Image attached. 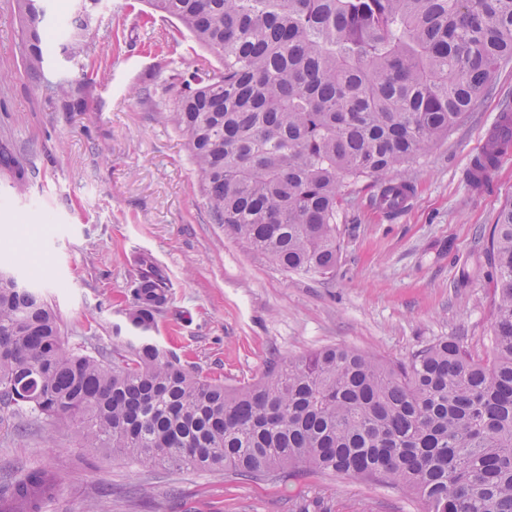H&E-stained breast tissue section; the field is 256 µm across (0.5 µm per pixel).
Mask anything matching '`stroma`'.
Instances as JSON below:
<instances>
[{
    "label": "stroma",
    "instance_id": "stroma-1",
    "mask_svg": "<svg viewBox=\"0 0 512 512\" xmlns=\"http://www.w3.org/2000/svg\"><path fill=\"white\" fill-rule=\"evenodd\" d=\"M141 8L101 0L85 33L98 75L83 88L84 110L69 112L46 88L57 60L26 72L25 20L16 0H0V144L14 161L0 167V265L46 267L44 294L66 345L110 349L145 258L170 286L155 341L228 386L334 345L397 362L460 336L486 356L495 277L483 236L512 199V159L479 189L467 172L512 98V63L447 137L403 167L413 191L397 215L379 208L372 179L348 184L335 271L288 273L213 222L186 141L161 115L164 98L142 99L172 71L214 56L177 37L173 20L142 24ZM22 467L61 478L44 512H288L314 492L331 512H422L399 489L314 471L247 481L147 468L81 447L70 423L2 411L0 496Z\"/></svg>",
    "mask_w": 512,
    "mask_h": 512
}]
</instances>
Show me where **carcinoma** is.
<instances>
[{"mask_svg": "<svg viewBox=\"0 0 512 512\" xmlns=\"http://www.w3.org/2000/svg\"><path fill=\"white\" fill-rule=\"evenodd\" d=\"M42 0H19L26 67L50 45ZM100 0H82L62 62L95 73L83 31ZM218 65L188 77L165 119L186 139L212 220L293 272L336 269V210L345 183L378 180L379 206L399 212L401 167L448 136L512 59V0H148ZM68 112L83 107L66 75ZM479 163L489 173L512 143V104ZM496 271L490 354L460 336L408 360L381 362L329 346L224 382L181 363L148 336L167 304L165 277L139 261L112 357L67 348L36 287L0 269V409L75 425L83 447L149 467L223 470L243 480L306 468L394 486L425 512H512V200L490 229ZM60 482L25 468L8 512H42ZM291 512H330L313 496Z\"/></svg>", "mask_w": 512, "mask_h": 512, "instance_id": "cac0c4a2", "label": "carcinoma"}]
</instances>
